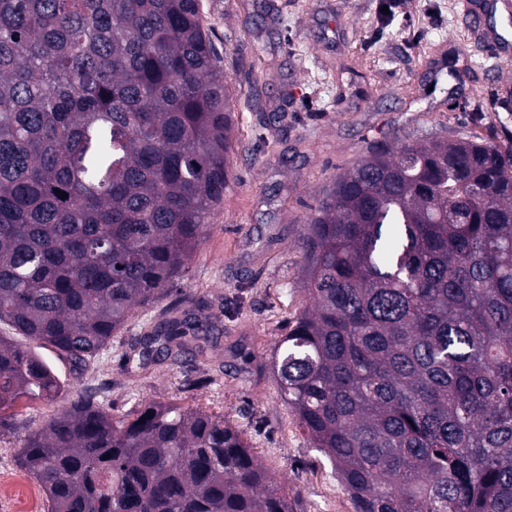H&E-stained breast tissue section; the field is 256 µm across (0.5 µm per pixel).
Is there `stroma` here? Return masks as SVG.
I'll list each match as a JSON object with an SVG mask.
<instances>
[{
    "instance_id": "35a3bbf8",
    "label": "stroma",
    "mask_w": 512,
    "mask_h": 512,
    "mask_svg": "<svg viewBox=\"0 0 512 512\" xmlns=\"http://www.w3.org/2000/svg\"><path fill=\"white\" fill-rule=\"evenodd\" d=\"M202 23L221 56L234 109L233 181L181 280L184 293L224 307L215 352L223 370L200 387L192 364L124 371L130 336L167 307L136 309L97 364L75 374L51 348L42 356L63 390L18 406L0 432V512H45L17 464L20 442L98 392L113 414L148 401L223 413L288 493L295 512H355L329 463L283 401L271 372L277 343L306 304L304 222L337 175L380 141L481 136L512 139V65L475 42L457 0H201Z\"/></svg>"
}]
</instances>
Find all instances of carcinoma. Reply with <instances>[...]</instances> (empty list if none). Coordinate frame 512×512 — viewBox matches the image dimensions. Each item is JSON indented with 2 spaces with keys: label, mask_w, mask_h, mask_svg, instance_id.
<instances>
[{
  "label": "carcinoma",
  "mask_w": 512,
  "mask_h": 512,
  "mask_svg": "<svg viewBox=\"0 0 512 512\" xmlns=\"http://www.w3.org/2000/svg\"><path fill=\"white\" fill-rule=\"evenodd\" d=\"M231 132L200 0H0V325L88 370L179 292ZM302 252L271 369L356 512H512V141L370 149ZM222 334L224 308L183 297L125 363L206 364ZM60 389L0 336V431ZM17 461L48 512H293L224 415L175 401L117 417L79 392Z\"/></svg>",
  "instance_id": "cac0c4a2"
}]
</instances>
